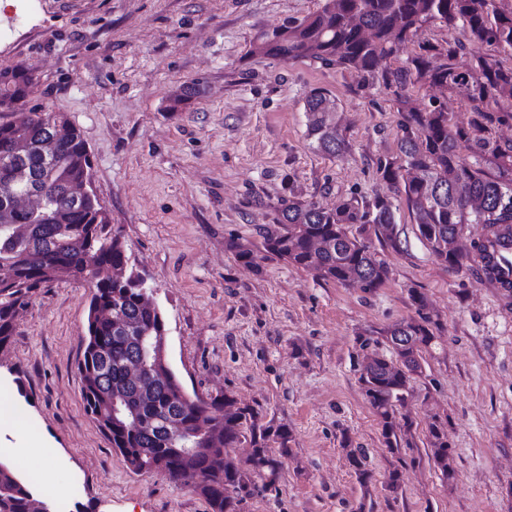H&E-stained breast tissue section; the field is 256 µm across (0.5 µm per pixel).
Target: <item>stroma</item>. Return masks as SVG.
Listing matches in <instances>:
<instances>
[{"mask_svg": "<svg viewBox=\"0 0 512 512\" xmlns=\"http://www.w3.org/2000/svg\"><path fill=\"white\" fill-rule=\"evenodd\" d=\"M18 4L0 8V68L31 69V106L80 130L98 196L164 314L173 371L189 394H230L290 433L277 492L253 495L246 512H512V317L474 266L432 255L383 178L402 121L388 90L351 69L252 50L259 32L319 0H30L22 23ZM187 87L194 96L171 110ZM314 88L337 105L350 144L341 155L307 136ZM352 194L397 208L401 244L379 250L390 271L381 288L324 281L264 251L283 200ZM412 288L427 299L435 341L396 419L412 421L416 446L396 458L361 389L360 340L415 317ZM90 294L86 282L58 281L20 312L0 352V400L48 447L19 458L21 437L0 428V459L55 512H208L192 484L133 474L87 414L77 363ZM437 414L448 419L450 485L429 457ZM350 447L364 450L369 485ZM394 466L395 495L383 487Z\"/></svg>", "mask_w": 512, "mask_h": 512, "instance_id": "35a3bbf8", "label": "stroma"}]
</instances>
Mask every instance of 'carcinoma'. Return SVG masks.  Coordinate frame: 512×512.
<instances>
[{
	"mask_svg": "<svg viewBox=\"0 0 512 512\" xmlns=\"http://www.w3.org/2000/svg\"><path fill=\"white\" fill-rule=\"evenodd\" d=\"M461 27L463 37L418 44L419 52L390 67L383 61L396 46L431 25ZM486 46L475 55L472 46ZM254 51L284 62L314 57L325 66L355 68L365 80L392 91L402 112L397 156L380 165L383 178L405 196L418 237L443 264L478 262L456 249L467 224L488 233H512V142L495 136L496 125L512 117V3L509 0H321L301 19L257 35ZM418 84L441 88L468 104L467 124L452 123L448 105L433 101L421 110L411 91ZM36 80L22 65L0 69V352L8 349L16 315L42 289L59 280H88L89 264L109 271L91 281L84 351L77 369L86 411L119 450L127 468L160 470L179 481L205 473L194 485L209 512H245L247 498L275 486L287 453L288 429L258 424V412L228 394L195 403L162 357L166 333L152 288L137 273L121 234L95 190L70 200V185L92 182V160L79 129L60 112H17ZM307 135L329 156L348 145L330 120L328 92L315 88L305 98ZM23 194L29 207L16 211L11 198ZM400 244L392 202L346 197L327 209L288 201L275 228L265 232L266 253L346 285L372 292L388 268L372 248ZM417 317L385 330L394 357L366 350L359 381L380 419L389 453L412 442L395 416L422 373L423 350L435 339L427 302L409 290ZM280 441L279 448L271 443ZM431 460L441 479H455L446 421L429 425ZM245 446L243 460L229 449ZM0 512H52L33 497L10 463L0 461Z\"/></svg>",
	"mask_w": 512,
	"mask_h": 512,
	"instance_id": "carcinoma-1",
	"label": "carcinoma"
}]
</instances>
